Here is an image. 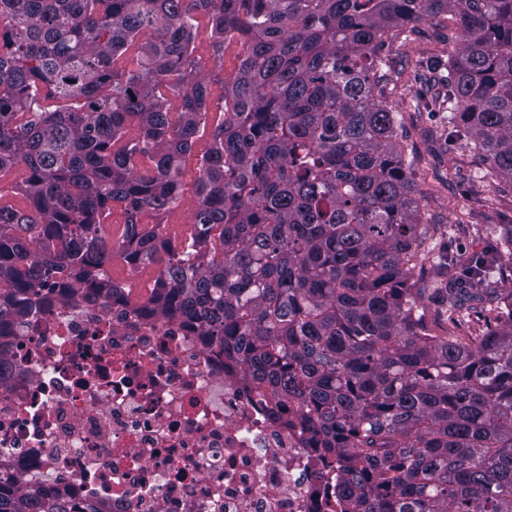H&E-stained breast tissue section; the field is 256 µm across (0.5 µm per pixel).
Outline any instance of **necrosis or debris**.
<instances>
[{"label":"necrosis or debris","mask_w":512,"mask_h":512,"mask_svg":"<svg viewBox=\"0 0 512 512\" xmlns=\"http://www.w3.org/2000/svg\"><path fill=\"white\" fill-rule=\"evenodd\" d=\"M0 328V472L95 512H337L342 474L200 325L84 290Z\"/></svg>","instance_id":"obj_1"}]
</instances>
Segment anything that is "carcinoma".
Here are the masks:
<instances>
[{"instance_id": "cac0c4a2", "label": "carcinoma", "mask_w": 512, "mask_h": 512, "mask_svg": "<svg viewBox=\"0 0 512 512\" xmlns=\"http://www.w3.org/2000/svg\"><path fill=\"white\" fill-rule=\"evenodd\" d=\"M448 27L427 66L449 136L512 189V0H0V319L48 283L107 296L114 253L158 269L149 302L199 320L270 410L343 458L347 512H512V225L446 289L480 336H437L389 47ZM243 53L208 126L199 37ZM76 101L47 110L43 100ZM136 127L129 136L130 127ZM209 134L181 244L166 225ZM126 221L112 236L102 216ZM0 512H85L13 488ZM10 171L2 172L0 176V189L3 195L2 202L12 205L16 209L24 210L27 207L26 199L21 195H15L13 187L16 182L21 181L25 177V174L22 176L21 171Z\"/></svg>"}]
</instances>
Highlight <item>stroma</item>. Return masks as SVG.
<instances>
[{"label": "stroma", "instance_id": "1", "mask_svg": "<svg viewBox=\"0 0 512 512\" xmlns=\"http://www.w3.org/2000/svg\"><path fill=\"white\" fill-rule=\"evenodd\" d=\"M447 35L445 29L422 23L407 40L391 45L393 92L386 100L413 158L420 218L428 230L431 252L415 277L427 290L426 315L443 336L449 325L437 288L456 278L477 253L494 248L503 226L512 222V192L480 177L475 153L449 139L432 98L418 106L411 102L429 77L423 62L447 54Z\"/></svg>", "mask_w": 512, "mask_h": 512}]
</instances>
